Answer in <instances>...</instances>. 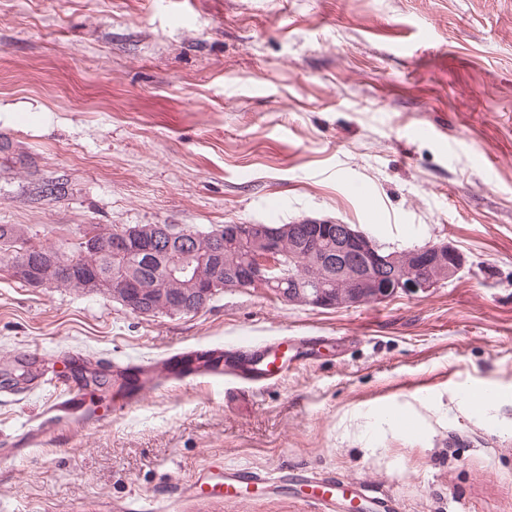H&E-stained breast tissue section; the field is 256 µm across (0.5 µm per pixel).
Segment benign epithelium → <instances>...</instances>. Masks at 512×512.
<instances>
[{
	"mask_svg": "<svg viewBox=\"0 0 512 512\" xmlns=\"http://www.w3.org/2000/svg\"><path fill=\"white\" fill-rule=\"evenodd\" d=\"M94 252L112 244L113 284L87 276V287L112 296L137 314L177 309L196 312L224 291L262 287L282 299L315 308L353 309L396 294L426 293L458 276L461 252L449 242L427 243L408 251L382 250L368 234L340 220L306 218L289 224H226L201 231L178 224L125 225L95 231L80 239ZM301 243L313 260L301 278L292 270L290 247ZM12 266L25 285L40 288L57 276L61 259L26 244ZM170 255L162 277L147 287L127 277L130 256ZM190 292L165 295L171 285Z\"/></svg>",
	"mask_w": 512,
	"mask_h": 512,
	"instance_id": "7a95c632",
	"label": "benign epithelium"
}]
</instances>
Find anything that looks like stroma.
<instances>
[{
	"mask_svg": "<svg viewBox=\"0 0 512 512\" xmlns=\"http://www.w3.org/2000/svg\"><path fill=\"white\" fill-rule=\"evenodd\" d=\"M1 138L0 224L46 247L317 218L465 266L352 310L258 287L142 315L0 255V512H322L295 481L187 498L212 467L512 512V0H0ZM282 336L324 342L258 395L200 376L123 405V368ZM54 373L76 414L53 412Z\"/></svg>",
	"mask_w": 512,
	"mask_h": 512,
	"instance_id": "stroma-1",
	"label": "stroma"
}]
</instances>
